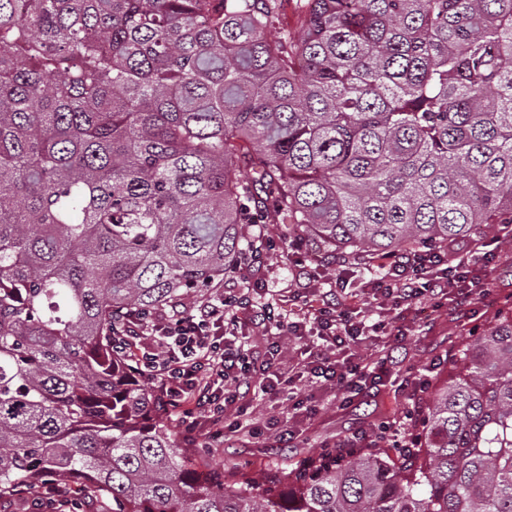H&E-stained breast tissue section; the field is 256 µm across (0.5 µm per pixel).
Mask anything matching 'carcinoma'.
<instances>
[{
	"label": "carcinoma",
	"instance_id": "carcinoma-1",
	"mask_svg": "<svg viewBox=\"0 0 512 512\" xmlns=\"http://www.w3.org/2000/svg\"><path fill=\"white\" fill-rule=\"evenodd\" d=\"M0 0V497L103 512H512V307L397 461L199 470L118 350L283 224L368 265L512 224V0ZM247 171L251 178L236 177ZM305 0H281L278 26L272 30L273 35L279 34L280 28L288 29L289 34H297L300 31L303 20V8ZM12 497L30 500L35 504L43 501L45 504L55 509L54 512H71V506L74 505L76 494L72 491L69 484L47 483L43 486L31 487L30 485H20L12 492Z\"/></svg>",
	"mask_w": 512,
	"mask_h": 512
}]
</instances>
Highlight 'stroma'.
<instances>
[{"instance_id": "stroma-1", "label": "stroma", "mask_w": 512, "mask_h": 512, "mask_svg": "<svg viewBox=\"0 0 512 512\" xmlns=\"http://www.w3.org/2000/svg\"><path fill=\"white\" fill-rule=\"evenodd\" d=\"M276 247L266 256L265 280L260 289L251 291L255 305L271 306L287 312L288 299L297 292L294 273L297 262L317 266L323 254L311 246L294 249L283 225L264 228ZM488 277L490 296L472 303L463 317L449 316L434 309L430 302H418L407 321L404 336L384 339L365 336L351 348L357 360L373 357L387 350L395 367L375 396L345 403L335 386L311 379L299 368L298 351L288 350L280 357L279 369L284 382L280 393L255 391L244 399L249 417L259 422L263 433L256 439L232 440L213 448L205 440L192 447L199 467L223 468L226 477L236 481H261L272 469H290L302 459L314 456L322 448L336 445L353 434L378 426L381 421L401 419L408 407L407 369L418 366L429 370L431 383L448 376V357L456 347L480 331L504 306L512 304V251L500 249ZM294 421L299 434L293 442L282 444L278 433L286 421Z\"/></svg>"}]
</instances>
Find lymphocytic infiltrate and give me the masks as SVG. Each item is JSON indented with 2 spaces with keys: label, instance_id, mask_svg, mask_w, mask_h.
Here are the masks:
<instances>
[{
  "label": "lymphocytic infiltrate",
  "instance_id": "lymphocytic-infiltrate-1",
  "mask_svg": "<svg viewBox=\"0 0 512 512\" xmlns=\"http://www.w3.org/2000/svg\"><path fill=\"white\" fill-rule=\"evenodd\" d=\"M492 257V251L478 247L465 262L429 250L386 257L364 293L377 309L392 313V320L369 325L354 320L348 308L307 297L292 309L285 333L301 349H308L309 338L317 337L316 348L308 349L314 376L335 383L346 401L364 397L383 382L390 371V359L379 355L358 362L350 356L336 357V350L368 331L378 336L403 335L412 306L422 296L456 310L485 298ZM273 318L271 309H255L247 294L230 289L217 302L178 313L161 324L129 321L120 340L123 349H135L141 375L151 381L162 409H184L185 440L205 437L217 442L242 434L254 437L260 433L256 423L241 414L230 421L226 413L254 389L253 365L242 331ZM227 381L234 382L235 389L221 393L219 387ZM12 495L45 503L54 512H69L76 498L66 483L21 485Z\"/></svg>",
  "mask_w": 512,
  "mask_h": 512
}]
</instances>
